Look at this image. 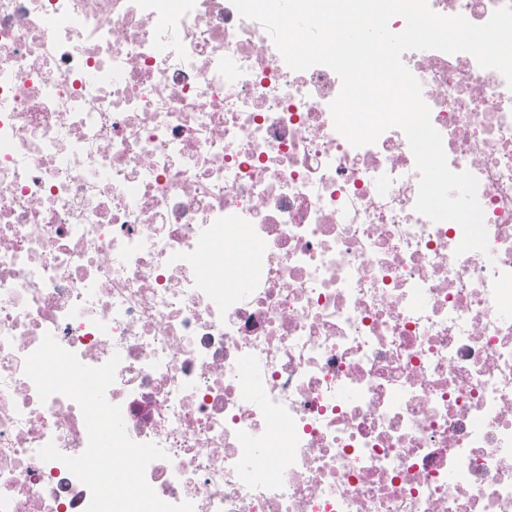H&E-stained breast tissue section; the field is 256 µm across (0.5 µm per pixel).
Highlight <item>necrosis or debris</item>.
Masks as SVG:
<instances>
[{"label": "necrosis or debris", "instance_id": "obj_1", "mask_svg": "<svg viewBox=\"0 0 512 512\" xmlns=\"http://www.w3.org/2000/svg\"><path fill=\"white\" fill-rule=\"evenodd\" d=\"M488 253L417 213L403 132L352 146L325 66L231 0H0V512H85L40 401L52 334L193 512H512V89L408 51Z\"/></svg>", "mask_w": 512, "mask_h": 512}]
</instances>
